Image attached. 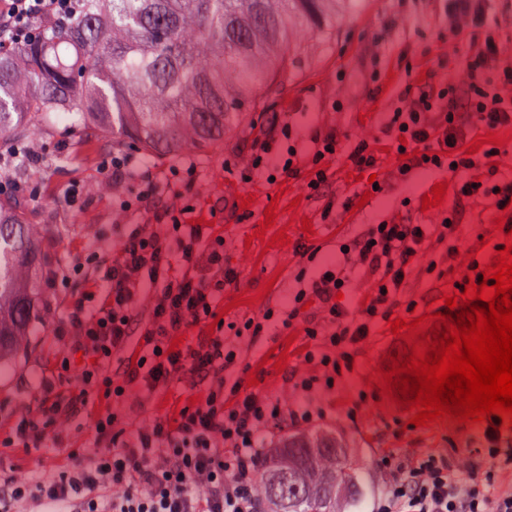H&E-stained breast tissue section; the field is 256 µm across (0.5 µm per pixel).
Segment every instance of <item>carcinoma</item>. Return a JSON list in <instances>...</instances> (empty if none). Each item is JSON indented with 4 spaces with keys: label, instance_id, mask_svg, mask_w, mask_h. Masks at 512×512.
<instances>
[{
    "label": "carcinoma",
    "instance_id": "cac0c4a2",
    "mask_svg": "<svg viewBox=\"0 0 512 512\" xmlns=\"http://www.w3.org/2000/svg\"><path fill=\"white\" fill-rule=\"evenodd\" d=\"M354 0H80L76 15L0 52V146L36 119L72 112L83 134L132 141L161 160L224 139L256 94L288 80L295 34L326 29ZM41 225L0 202V364L39 315L45 268ZM344 437L329 430L281 435L257 480L283 512H338L336 488L361 495ZM299 474L305 489L289 490Z\"/></svg>",
    "mask_w": 512,
    "mask_h": 512
}]
</instances>
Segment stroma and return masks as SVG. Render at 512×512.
<instances>
[{
	"mask_svg": "<svg viewBox=\"0 0 512 512\" xmlns=\"http://www.w3.org/2000/svg\"><path fill=\"white\" fill-rule=\"evenodd\" d=\"M295 41L287 83L248 108L245 118L225 131L223 141L193 159L194 217L223 233L224 255L234 260L238 273L236 282L224 291L225 301L232 304L223 316L228 323L262 315L287 301L296 285L300 245L310 244L325 258L333 255L340 238L354 234L360 225L400 218L426 224L446 214L454 203L449 194L443 205L423 208L425 194L431 193L434 184L447 182V173L431 170L401 182L396 175L399 156L381 135L388 113L410 87L421 79L429 85L439 84L448 69V30L432 0H409L405 5L399 0H362L358 9L338 13L329 31H301ZM275 117L296 131L337 132L341 143L335 155L321 163L327 182L319 194L305 189L313 175L311 167H303L294 176L278 171L270 177L252 170L249 146L268 138ZM361 130L378 136L386 149L374 168L372 184L364 178H348L353 166L345 142ZM24 146L42 157L66 158L60 165H32L14 174L16 182L37 190L25 204L31 220L44 227L49 263L75 273L84 271L93 252L107 244L115 225L143 223L142 215L120 207L122 199L136 193V186L100 188L99 165L113 151L111 139H81L73 132L71 114L60 112L42 134L25 140ZM376 183L383 186V193L373 192ZM72 187L81 192L77 210L57 203ZM246 196L253 202L245 209L241 200ZM274 199L281 208L273 219L274 228L256 238L258 223ZM307 221L313 226L308 233L303 230ZM464 223L471 248L480 250L484 260H493L502 240L495 229L496 217L477 202L468 208ZM277 230L290 236V244L269 246ZM442 286V280L415 271L406 294L416 306L410 311L395 310V317L415 319L430 310L446 312ZM74 296L71 288L48 289L44 320L32 324L16 360L0 366V434L8 432L17 416L36 409L37 400L27 381L37 373L54 370L61 352L55 331ZM237 297L242 300L238 306L233 303ZM398 342V337L387 334L385 323H378L365 354L371 367H387ZM304 344L303 331L292 334L284 329L256 347L248 368L261 388L277 389L300 372ZM272 350L288 351L290 359L283 371L264 363V356ZM371 367L361 368L359 378L343 390L342 403L332 407L331 426L346 438L360 463L363 491L358 512H370L381 490L378 461L383 455L474 448L481 430L477 423L463 429L449 420L418 428L408 424L407 414L395 405L385 411L371 407L367 419L350 426L345 401L364 387Z\"/></svg>",
	"mask_w": 512,
	"mask_h": 512,
	"instance_id": "obj_1",
	"label": "stroma"
}]
</instances>
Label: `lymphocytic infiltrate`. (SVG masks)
<instances>
[{
	"label": "lymphocytic infiltrate",
	"mask_w": 512,
	"mask_h": 512,
	"mask_svg": "<svg viewBox=\"0 0 512 512\" xmlns=\"http://www.w3.org/2000/svg\"><path fill=\"white\" fill-rule=\"evenodd\" d=\"M448 24V73L441 85L410 89L384 132L400 143L401 181L420 170L447 171L456 203L430 224L407 219L365 224L341 240L331 259L315 260L303 247L297 287L287 304L242 323L217 324L226 286L237 280L224 259V237L196 224L188 198L192 178L147 169L137 155L116 152L101 167L104 179L138 185L124 208L146 215L140 224L116 227L113 244L94 254L88 288L70 305L57 331L64 348L53 372L37 381L38 409L23 415L0 446L37 450L46 442L68 451V465L17 479L0 472V512L39 502L51 512H266L257 473L276 436L290 427H316L331 411L326 397L358 376L354 359L365 354L375 322L398 308L412 309L408 282L418 267L454 288L481 281L480 258L468 257L462 208L479 201L512 223V158L490 149L485 182L468 179L475 160L465 143L479 131L512 127V11L505 0H434ZM77 0H0V48L33 39L38 26L57 25L75 14ZM335 135L318 130L291 136L285 154L271 143L252 149L251 167L294 174L317 169L306 187L320 192V164L336 152ZM467 256L465 266L457 259ZM370 290L366 306L338 301L357 282ZM321 322L309 321L307 308ZM303 322L308 340L304 372L276 390L246 388L241 373L252 351L272 329ZM214 323L197 345L173 346L190 327ZM137 343L138 356L126 350ZM198 389L195 402L175 413L131 421L128 397L155 400L173 383ZM96 409L98 453L79 460L62 424ZM470 467L459 470L444 452L390 454L379 467L385 491L375 512H512V448L490 425Z\"/></svg>",
	"instance_id": "obj_1"
}]
</instances>
